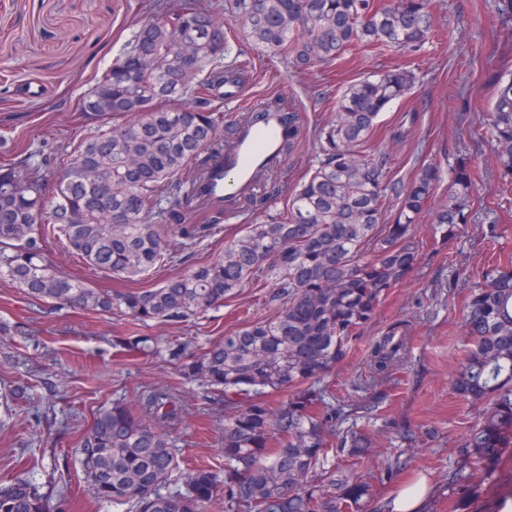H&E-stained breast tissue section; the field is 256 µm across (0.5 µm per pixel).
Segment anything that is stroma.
Listing matches in <instances>:
<instances>
[{
    "mask_svg": "<svg viewBox=\"0 0 512 512\" xmlns=\"http://www.w3.org/2000/svg\"><path fill=\"white\" fill-rule=\"evenodd\" d=\"M435 35L414 61L416 83L383 112L367 145L385 153L387 178L407 183L419 166L448 172L460 159L473 165V200L466 224L449 241L427 240L409 277L383 300L372 323L324 378L336 397L338 448L345 433L364 434L357 457L338 453V477L370 486L367 512L407 475L426 474L433 492L424 512H450L448 473L460 458L482 406L460 399L451 379L463 358V319L472 288L493 270L512 266V180L504 178L484 134L498 79L512 73V10L505 0H433ZM141 0H0V164L16 157L62 154L86 127L82 92L117 56L141 23ZM227 39L245 66L244 98L224 107L225 119L284 97L304 112L305 138L288 157V176L272 183L266 209L244 207L223 229L196 241L188 260L172 259L137 280L153 288L207 262L225 236L282 211L300 178L319 158L315 131L347 86L392 65L394 55L359 50L305 74L239 39ZM47 250L58 269L96 288L132 283L98 273L69 254L56 235ZM275 293L257 280L224 305L181 322L134 326L121 315H99L33 303L0 278V482L25 479L49 493L52 512H125L97 501L74 454L97 410L158 385L181 394L187 415L175 436L182 467L224 468V403L161 357L116 351V337L137 330L202 352L225 332L272 317ZM401 326L405 349L387 372L376 371L373 346ZM492 481H478L467 512H500L512 499V453L500 457Z\"/></svg>",
    "mask_w": 512,
    "mask_h": 512,
    "instance_id": "obj_1",
    "label": "stroma"
}]
</instances>
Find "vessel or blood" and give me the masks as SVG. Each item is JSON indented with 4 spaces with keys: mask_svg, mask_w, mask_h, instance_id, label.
Masks as SVG:
<instances>
[{
    "mask_svg": "<svg viewBox=\"0 0 512 512\" xmlns=\"http://www.w3.org/2000/svg\"><path fill=\"white\" fill-rule=\"evenodd\" d=\"M290 132L287 113L265 107L257 120L236 123L229 146L211 161L199 185L203 199L220 206L250 195L261 172L287 163L283 145Z\"/></svg>",
    "mask_w": 512,
    "mask_h": 512,
    "instance_id": "1",
    "label": "vessel or blood"
}]
</instances>
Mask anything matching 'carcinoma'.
Listing matches in <instances>:
<instances>
[{"mask_svg": "<svg viewBox=\"0 0 512 512\" xmlns=\"http://www.w3.org/2000/svg\"><path fill=\"white\" fill-rule=\"evenodd\" d=\"M164 11L133 31L123 51L96 76L79 108L91 125L51 169L25 158L0 165V276L33 302L139 323L186 321L224 304L245 284L268 278L276 315L224 333L196 354L186 343L123 336L120 352L163 356L224 396V473L208 467L180 472L173 433L185 405L160 385L98 410L83 434L77 461L103 503L129 512H361L368 485L336 477L326 437L336 431V406L317 380L342 359L372 322L385 296L418 258L419 219L432 215L431 235L451 240L473 194L469 166L448 173L422 166L407 186L386 180L384 155L368 154L381 114L404 99L415 74L399 63L349 85L318 130L320 159L288 207L224 238L209 262L168 278L158 288H93L56 269L45 225L89 268L114 278L141 277L174 258L171 236L192 243L224 224L225 208L205 206L197 183L224 154V87L243 81L223 30L285 58L307 73L353 50L386 47L410 59L428 42L432 0H146ZM94 111H88V108ZM288 112L290 153L305 131ZM504 175H512V75L497 83L486 119ZM93 167L97 181L79 176ZM395 222L385 223L390 198ZM468 343L454 392L484 404L448 477L457 512L472 487L469 467L491 464L512 447V269L475 286L464 319ZM403 349L391 329L372 351L386 371ZM287 394L277 405L269 394ZM355 457L368 447L356 433L343 442ZM182 485L171 488L175 473ZM0 512H50L48 496L27 480L0 484Z\"/></svg>", "mask_w": 512, "mask_h": 512, "instance_id": "cac0c4a2", "label": "carcinoma"}]
</instances>
